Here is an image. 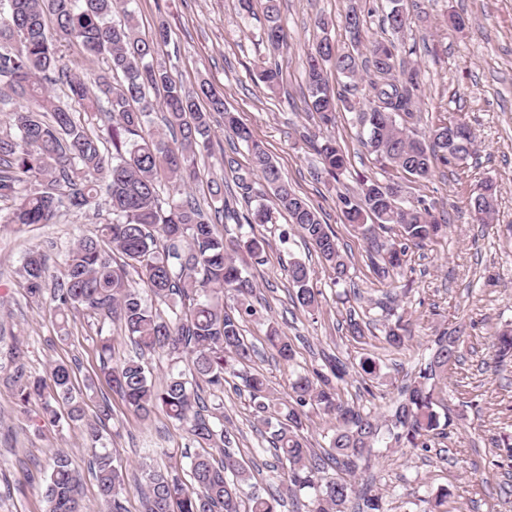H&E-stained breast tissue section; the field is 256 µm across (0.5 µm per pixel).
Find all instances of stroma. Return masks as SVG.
Here are the masks:
<instances>
[{"mask_svg":"<svg viewBox=\"0 0 512 512\" xmlns=\"http://www.w3.org/2000/svg\"><path fill=\"white\" fill-rule=\"evenodd\" d=\"M401 40L406 63L421 69L410 130L427 138L430 130L452 120L468 124L477 137V151L466 162L437 166L426 179L382 167L359 141L350 105H362L370 73L359 72L356 88L345 92L346 77L327 69L336 92L346 93L334 125L320 128L310 112L304 54L321 36L338 52L354 44L344 27L349 0H280L288 46L269 50L260 38L264 2L256 0L253 15L241 14L237 0H129L140 35L150 36L159 20L172 30L169 45L157 58L185 87L209 80L223 92L227 106L238 112L256 141L271 153L296 192L316 207L335 230L339 247L350 262L351 284H334L321 258L306 246L301 232L277 212L269 224H257L252 236L266 240L262 264L249 265L256 286L260 318L250 321L245 335L257 352L246 371L265 376L275 401H289L294 372H328V357L347 367L338 384L342 398L363 412L383 413L398 396L415 368L426 360L443 332L460 338L459 363L448 371L439 397L450 418L445 434L431 437L428 449L379 448L368 468L358 469L360 488L379 496L383 512H422L424 503L447 491L444 512H512V468L505 467L501 439L512 438V364L494 371L492 342L498 327L512 324V0H417ZM465 22L463 31L448 29L449 15ZM329 22L327 30L316 18ZM281 67L280 86L271 92L257 86L251 71L259 60ZM332 136L345 152L348 165L340 179L321 173L311 143ZM210 151L197 157L192 189L201 204L210 200L211 181L234 186L235 171L249 165L246 147L231 143L220 125H213ZM402 185L407 200H425L432 214L447 226L445 236L422 248H410L403 265L388 278L377 276L367 241L343 224L338 192H357L360 178ZM485 181L497 187L495 212L476 222L470 197ZM107 216L106 205L68 213L52 224H35L17 232L0 224V362L18 347L29 371L47 375L58 361L77 362L75 387L86 402L87 420H95L102 400L113 416L102 432L103 444L121 461L129 480L127 512H143L142 494L134 484L141 475L145 449L151 464L188 469L185 455L191 436L163 411L142 418L129 411L99 372L98 336L86 318L71 321L69 336L59 340L51 324L49 299L34 302L21 286L20 269L27 253L46 255L52 275L62 270L61 255L80 234L95 232ZM297 258L311 271L320 308L309 315L292 301L288 262ZM398 296L399 311L408 320L413 340L403 351L390 348L382 326L365 338L346 329L349 313L378 318L373 302L387 289ZM275 325L293 342L295 359L273 358L265 341ZM375 358L384 374L364 392L358 374L361 359ZM224 424L235 436L234 449L252 470L258 484L275 482L285 470L271 452L253 414L249 393L240 378L227 377L220 395ZM40 401L20 408L14 390L0 372V512H46L44 479L54 449L66 450L81 478L84 512H103L89 469V448L83 425L34 429L29 416Z\"/></svg>","mask_w":512,"mask_h":512,"instance_id":"obj_1","label":"stroma"}]
</instances>
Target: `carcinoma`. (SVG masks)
Returning <instances> with one entry per match:
<instances>
[{
  "instance_id": "carcinoma-1",
  "label": "carcinoma",
  "mask_w": 512,
  "mask_h": 512,
  "mask_svg": "<svg viewBox=\"0 0 512 512\" xmlns=\"http://www.w3.org/2000/svg\"><path fill=\"white\" fill-rule=\"evenodd\" d=\"M266 15L261 41L274 51L288 46L281 22L279 0H265ZM384 24L392 38L362 44L364 24L359 14L345 13L344 24L354 45H364V65L379 80L370 83L367 103L356 110L360 143L381 164L391 165L413 178L431 175L438 163L463 161L475 153L476 136L465 124L455 140L457 156L448 155L443 141L446 126H437L425 142L407 132L404 117L411 115L419 89V69L400 59L394 38L410 23L408 0H388ZM119 13L122 18L114 19ZM54 17L57 35L80 45L91 56L105 55L111 74L89 82L70 76L45 29V17ZM171 38L164 21L148 39L138 36L127 0H0V112L12 123L0 132V224H52L64 213L95 205L99 193L109 198L108 218L95 234L83 236L62 254L63 274L50 279L46 256L30 252L21 277L28 298L39 301L50 292L52 316L60 339L69 335L72 317L82 314L96 322L100 369L112 391L141 417L160 409L168 418L188 426L193 442L206 449L191 461L189 474L177 469H157L142 464L144 512H280L284 497L308 490L306 512H382L379 497L358 488L356 461L386 443L427 448L430 434L445 430L448 416L439 412L436 388L447 378L448 367L458 361L457 337L441 336L428 361L420 364L385 416L363 414L346 403L333 380L347 373L339 359L329 364L330 374L299 373L292 382L288 403H275L266 378L236 369L255 354L244 335L245 323L259 314L252 298L255 285L238 262L247 255L261 263L265 241L256 237L225 238L219 220L205 211L187 188L197 178L196 156L211 144V121L219 116L224 136L245 144L250 166L238 173L236 185L253 204L236 217L239 225L267 224L272 210L287 214L289 223L304 233L325 262L336 284L350 279L349 265L340 251L336 232L318 211L282 178L267 149L256 142L237 113L224 103L206 81L190 90L177 83L167 66L155 60ZM331 64L349 79L359 73L357 58L338 53L327 38L306 54L303 66L310 110L323 126L334 123L345 102L328 85L324 67ZM67 87V101L49 88L52 76ZM276 62L255 66L254 78L271 91L280 83ZM163 92L160 100L150 93ZM78 104L88 116L103 112L109 121L92 132L71 112ZM164 114V127L152 125L155 107ZM322 170L339 178L347 169L346 154L327 138L315 146ZM379 181L361 184L356 195L337 197L342 217L369 240L375 255L371 263L382 274L401 265L410 246L422 247L443 233L447 225L433 219L424 201L405 198L383 201ZM168 196L162 197L163 188ZM471 209L479 220L491 217L496 206V186L488 181L475 191ZM395 224L403 242L381 241L375 228ZM140 269L150 299L142 297L128 277L127 267ZM293 302L309 312L319 308V292L310 286L306 263L288 262ZM233 299L226 306L223 297ZM386 342L400 351L407 348L410 331L396 314L397 298L379 303ZM118 324L133 353L114 360L112 325ZM267 342L282 361L295 358L294 345L270 326ZM496 356L512 357V329L498 332ZM161 354L170 360L167 373L158 378L146 360ZM192 358L189 372L177 369L182 358ZM10 375L18 402L26 406L41 401L36 422L57 426L61 421L83 419L84 400L74 386L75 368L55 363L50 380L27 370L19 351L12 353ZM242 379L255 415L267 429L274 456L288 463L284 490L253 482L254 475L231 448V433L224 429L223 403H207L202 392L224 389V375ZM51 393L44 395L46 387ZM335 424L329 449L319 454L302 435L307 410ZM112 416L109 401L102 400L98 422L86 433L93 449L92 466L97 493L106 512H126L125 475L108 450H96L100 428ZM221 458L214 459L210 450ZM336 468V474L329 469ZM81 480L68 452L51 454L45 486L47 512H83Z\"/></svg>"
}]
</instances>
